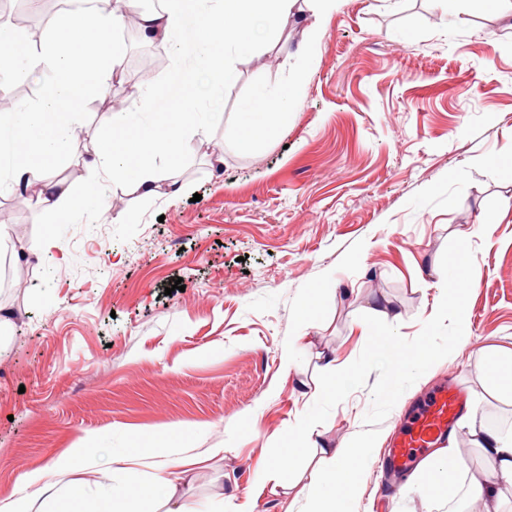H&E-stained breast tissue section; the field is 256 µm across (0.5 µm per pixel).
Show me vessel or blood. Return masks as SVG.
Listing matches in <instances>:
<instances>
[{
	"instance_id": "b4317fda",
	"label": "vessel or blood",
	"mask_w": 512,
	"mask_h": 512,
	"mask_svg": "<svg viewBox=\"0 0 512 512\" xmlns=\"http://www.w3.org/2000/svg\"><path fill=\"white\" fill-rule=\"evenodd\" d=\"M465 396L455 383L439 386L403 416L402 427L382 466L394 481H402L421 464L438 440L455 429L467 414Z\"/></svg>"
}]
</instances>
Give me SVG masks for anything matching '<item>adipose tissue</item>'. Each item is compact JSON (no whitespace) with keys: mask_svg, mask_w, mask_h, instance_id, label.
<instances>
[{"mask_svg":"<svg viewBox=\"0 0 512 512\" xmlns=\"http://www.w3.org/2000/svg\"><path fill=\"white\" fill-rule=\"evenodd\" d=\"M133 2L100 0L93 12L58 14L38 50L18 30L0 24V55L18 75L34 70L44 75L35 104L0 116V145L7 146L13 158L11 180L0 185V195L35 187L32 203L58 224L67 222L78 203L91 215H100L98 181L87 183L79 192L66 181L53 178L51 170L75 142L86 102L121 78L126 47L116 33L124 28V10ZM335 7L336 0H164L161 9L140 12V34L146 41L169 45L173 69L163 91L150 86L135 91L136 98L150 110L149 119L136 118L123 107L106 115L99 134L85 149L86 168L129 183L144 198L178 197L184 186L175 178L174 169L187 145L210 151L215 163L223 161L211 141L208 122L198 116L197 102L187 97L198 73H205L216 89L235 84L238 59L255 55L261 47L255 35L260 23L272 34L291 20L306 24L308 39L297 54L303 62H310L322 36L321 21ZM78 47L83 50L79 56L74 53ZM303 80L299 71L293 73L287 89L259 88L257 95L266 109L243 113L237 131L242 149H252L259 138L277 133ZM477 370L487 396L511 406L512 349L484 347ZM471 429L485 465L467 472L455 512H470L476 504L482 505L484 512H512V432L481 422L472 423ZM129 439L155 451V473L148 482L126 470L127 448H112L107 437L93 434L49 468L23 473L20 481L26 496L1 506L0 512H42L45 499L57 496L84 504L85 489L72 475L97 448L110 449L108 464L126 472L124 482L104 488V512H142L148 501L160 502L164 512H189L186 504L176 499L175 491L196 464V457L177 463L165 460L169 441L163 436L133 433ZM317 454L303 512H347L343 491L352 485L365 449L321 448Z\"/></svg>","mask_w":512,"mask_h":512,"instance_id":"adipose-tissue-1","label":"adipose tissue"}]
</instances>
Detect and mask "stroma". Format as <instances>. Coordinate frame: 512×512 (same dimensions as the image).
Listing matches in <instances>:
<instances>
[{
  "instance_id": "obj_1",
  "label": "stroma",
  "mask_w": 512,
  "mask_h": 512,
  "mask_svg": "<svg viewBox=\"0 0 512 512\" xmlns=\"http://www.w3.org/2000/svg\"><path fill=\"white\" fill-rule=\"evenodd\" d=\"M322 29L299 100L253 153L234 147L239 115L257 86L285 88L304 27L242 57L221 93L198 84L203 110L221 115L210 131L224 164L187 150L176 171L186 194L147 202L108 181L107 213L78 207L55 226L21 194L0 196L11 226L0 270L12 272L0 282L10 321L0 336V505L23 495V472L88 435L120 445L132 431L172 437L199 425L190 448L165 450L173 462L203 456L186 491L196 512H301L314 464L287 493L273 491L262 476L271 445L317 399L326 356L346 366L360 355L363 315L395 311L402 337L420 333L454 237L475 250L470 332L398 404L451 379L489 427L512 429L511 409L479 400L476 372L484 346L512 349V10L501 17L466 0L448 25L432 0H336ZM159 55L163 66L147 69ZM172 61L166 46L129 39L122 83L87 103L58 177L87 179L84 143L113 103L138 111L131 88L161 87ZM50 229L66 262L16 261ZM376 380L334 407L313 441L345 445L361 432ZM454 494L417 470L392 492L371 462L355 512H452Z\"/></svg>"
}]
</instances>
